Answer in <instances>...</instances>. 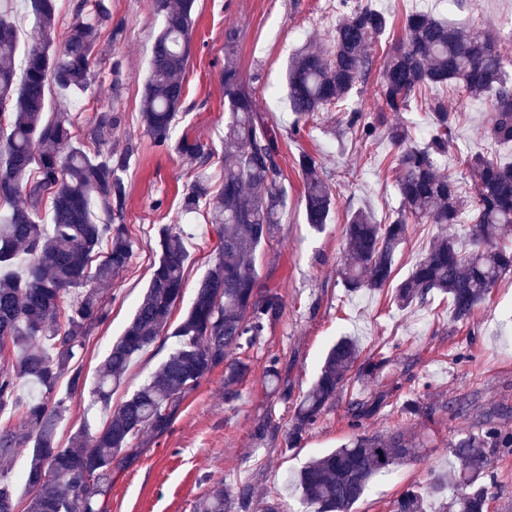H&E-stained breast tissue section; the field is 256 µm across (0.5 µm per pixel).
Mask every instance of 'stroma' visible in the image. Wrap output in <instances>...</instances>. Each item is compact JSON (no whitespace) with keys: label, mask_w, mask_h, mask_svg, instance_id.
Segmentation results:
<instances>
[{"label":"stroma","mask_w":512,"mask_h":512,"mask_svg":"<svg viewBox=\"0 0 512 512\" xmlns=\"http://www.w3.org/2000/svg\"><path fill=\"white\" fill-rule=\"evenodd\" d=\"M334 0H197L190 55L185 73L187 96L168 146H155L139 119V101L148 76L152 43L160 30L152 0H112V24L103 31L100 53L91 69L96 82L79 94L50 89L46 115L72 113L74 132L84 135L96 109L112 110L120 123L112 133L113 156L129 155L124 173L127 201L123 222L131 241L128 266L103 295L108 321L87 342L80 362L82 376L95 371L123 333L142 298L158 259V231L173 224L183 231L187 260L185 288L171 323L179 325L212 258L215 233L205 210L187 214L182 198L198 174L183 157L181 139L198 140L213 152L209 183L219 188L224 154V42L237 34L241 80L252 97L256 117L276 139L287 189V206L274 238L257 253L259 290L277 291L284 311L268 325L246 357L251 370L239 395L224 399V369L215 367L172 411L162 433L143 432L134 442L135 456L114 463L102 512H194L198 500L216 485L254 488L256 512H306L293 479L311 459L322 456L355 432L397 430L419 436L418 461L375 478L353 512H392L394 501L409 488L448 480L452 458L448 443L464 432L478 431L487 409L512 410V276L504 278L466 322L450 319L448 302L434 297L422 307L399 310L390 289L349 293L337 277L343 254L344 226L350 212L371 209L385 220L398 206L392 150L386 141H362L340 127L336 112L316 114L301 128L286 98L288 61L305 44L328 40L336 25ZM392 17L393 26L371 43L376 59L403 36L406 12L429 9L448 22L498 37L503 57L512 63V0H372ZM448 106L458 112L454 148L447 168L465 192L474 181L463 161L488 147L485 131L492 119L488 101L471 98L462 88L440 87ZM318 158L335 206L328 224H308L303 180L297 160L302 153ZM438 228L412 224L395 259L394 278L404 279L426 253ZM357 340L362 357L383 360L377 378L351 375L341 395L296 447L288 445V428L296 402L315 381L323 358L337 339ZM176 344L160 336L131 363L112 394L113 404L147 381ZM277 359L281 379L270 387L265 370ZM474 395L463 413L449 411L451 400ZM433 406L431 417L402 411L411 398ZM377 401L360 427L347 415L350 400Z\"/></svg>","instance_id":"obj_1"}]
</instances>
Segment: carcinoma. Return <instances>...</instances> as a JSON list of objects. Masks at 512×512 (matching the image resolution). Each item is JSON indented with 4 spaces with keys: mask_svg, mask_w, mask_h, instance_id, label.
<instances>
[{
    "mask_svg": "<svg viewBox=\"0 0 512 512\" xmlns=\"http://www.w3.org/2000/svg\"><path fill=\"white\" fill-rule=\"evenodd\" d=\"M196 0H153L163 26L156 36L150 72L144 83L140 115L144 131L160 147L168 145L186 96L185 70ZM34 23L25 34L30 48L23 77L16 79L15 61L20 32L0 12V418L17 421L0 428V459L18 448L31 449L25 482L34 491L26 512H102L99 496L110 484L112 462L133 451L145 430L164 431L171 411L217 365H224V398L238 397L237 386L249 372L229 350L255 345L265 325L283 313L281 296L256 288L257 251L272 238L286 204V189L278 163V147L255 117V103L243 90L233 31L225 37L224 177L212 192L197 180L183 200V210L208 207L216 225L215 260L195 289L190 309L174 330L177 343L149 380L118 407L112 390L121 384L133 358L168 327L184 289L186 250L180 232L159 230L158 262L146 291L123 335L112 345L88 389V409L106 415L91 432L84 428L62 447L57 428L69 411V396L58 394L68 377V390H85L80 368L87 338L109 318L101 287L126 267L130 236L117 224L125 207L123 178L127 157L112 160L103 146L112 138L118 116L96 114L86 140L72 143L74 120L67 112L44 119L46 93L55 87L76 93L88 84L90 64L101 30L112 23L111 0H74V24L63 48L53 47L54 0H30ZM338 21L325 44L303 46L288 65L289 109L295 123L318 112L344 108L347 128L361 139L382 136L394 151L399 206L385 223L370 210H355L346 225L339 275L350 292L386 287L393 276L395 256L404 242L407 224H436V236L425 255L397 286L393 302L400 309L424 306L432 296L448 299L455 322H465L493 288L512 273V160L476 152L467 166L476 177L475 198L463 192L456 175L445 172L448 132L458 113L448 100L425 96L438 85L454 84L473 98H488L493 109L488 139L495 148L512 147V75L491 34L472 33L428 10L406 14L404 37L388 54L380 70L375 96L377 113L366 119L360 107L346 108L359 86L372 74L376 60L370 40L385 35L390 16L369 0H336ZM421 103L431 118V132L414 143L409 126L388 119ZM181 152L198 166L211 153L186 140ZM298 166L305 176L308 223L320 228L333 210L329 183L317 171L316 159L302 154ZM52 200L51 223L39 218L44 198ZM29 261L23 272L11 269L19 250ZM74 298L65 301V295ZM356 342L342 338L333 344L314 383L296 403L288 445L301 441L335 403L355 370L371 376L377 364L359 362ZM27 382L28 396L19 393ZM373 406L351 400V425L360 426ZM508 411L486 414L481 429L449 444L454 458L453 490L439 501L436 512H487L494 495L490 453L512 448V431L497 419ZM419 459L413 435L356 433L331 452L310 460L295 486L315 512H351L371 480ZM433 481L428 492L405 491L393 512H427L428 495L441 494ZM251 486L231 492L218 485L205 494L198 512H254ZM0 512H16L14 484L0 470Z\"/></svg>",
    "mask_w": 512,
    "mask_h": 512,
    "instance_id": "1",
    "label": "carcinoma"
}]
</instances>
